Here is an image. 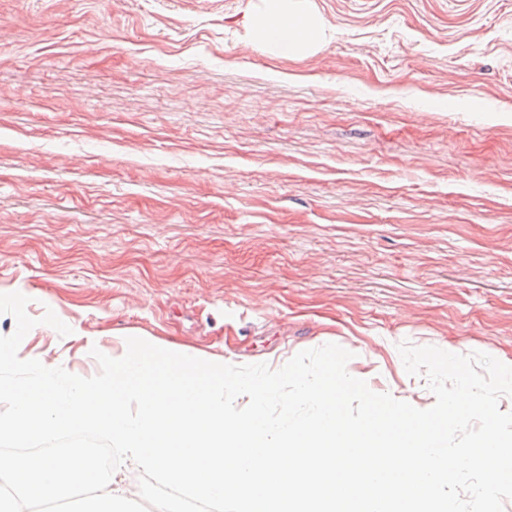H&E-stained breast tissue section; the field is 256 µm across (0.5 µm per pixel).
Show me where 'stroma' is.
Returning <instances> with one entry per match:
<instances>
[{"mask_svg": "<svg viewBox=\"0 0 512 512\" xmlns=\"http://www.w3.org/2000/svg\"><path fill=\"white\" fill-rule=\"evenodd\" d=\"M0 0V291L91 377L126 336L282 368L334 343L419 409L398 346L512 362V0ZM80 335L41 324L46 310ZM311 0H260L246 27L251 41L273 56L305 58L322 45L326 36L323 17Z\"/></svg>", "mask_w": 512, "mask_h": 512, "instance_id": "35a3bbf8", "label": "stroma"}]
</instances>
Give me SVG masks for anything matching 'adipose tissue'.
<instances>
[{"label": "adipose tissue", "instance_id": "ef3b65f1", "mask_svg": "<svg viewBox=\"0 0 512 512\" xmlns=\"http://www.w3.org/2000/svg\"><path fill=\"white\" fill-rule=\"evenodd\" d=\"M246 27L251 41L271 55L304 58L316 52L326 24L311 0H260Z\"/></svg>", "mask_w": 512, "mask_h": 512}]
</instances>
